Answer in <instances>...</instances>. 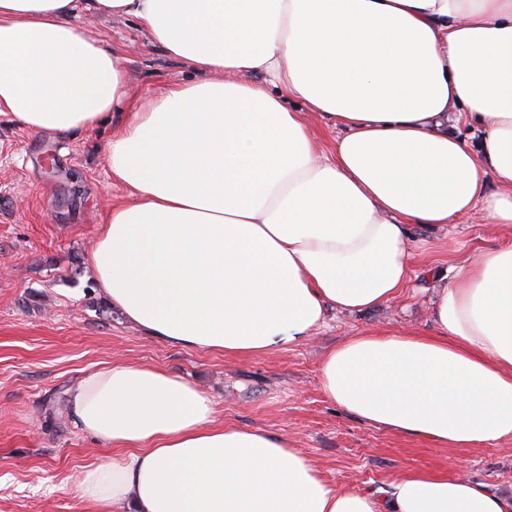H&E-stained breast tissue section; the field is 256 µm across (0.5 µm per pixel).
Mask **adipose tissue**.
Here are the masks:
<instances>
[{
    "mask_svg": "<svg viewBox=\"0 0 512 512\" xmlns=\"http://www.w3.org/2000/svg\"><path fill=\"white\" fill-rule=\"evenodd\" d=\"M81 10L137 18L209 75L151 97L107 148L131 199L86 260L148 335L228 357L286 349L329 311L403 295L411 228L475 211L512 225V0H0V114L63 136L122 100L119 57L74 24ZM459 108L478 146L451 125ZM310 111L340 127L331 153ZM428 277L431 331L328 349L326 398L449 448L512 438V244ZM69 405L75 430L124 451L78 475L91 512H512V492L463 476L407 473L383 500L336 488L287 438L216 424L213 399L160 368L93 369Z\"/></svg>",
    "mask_w": 512,
    "mask_h": 512,
    "instance_id": "1",
    "label": "adipose tissue"
}]
</instances>
